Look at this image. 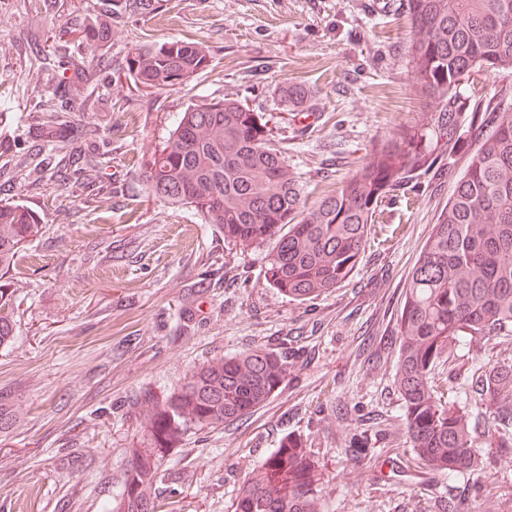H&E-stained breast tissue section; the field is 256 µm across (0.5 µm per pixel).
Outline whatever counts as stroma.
Returning a JSON list of instances; mask_svg holds the SVG:
<instances>
[{
	"mask_svg": "<svg viewBox=\"0 0 512 512\" xmlns=\"http://www.w3.org/2000/svg\"><path fill=\"white\" fill-rule=\"evenodd\" d=\"M397 0H0V200L42 222L6 274L15 338L0 347V512H104L129 449L146 441L141 389L173 391L193 368L282 343L300 355L281 391L245 420L188 430L165 458L174 512H232L239 487L299 431L318 454L326 512H423L443 496L461 512H512V457L478 497L423 480L393 390L390 332L407 277L467 155L386 199L361 266L344 286L299 302L263 278L264 249H241L189 207L149 194L142 162L199 99L236 97L271 115L272 145L309 201L329 194L372 144L413 121L420 101ZM111 12L110 34L76 65L86 108L61 112L75 149L104 172L90 188L60 177L61 151L34 118L60 75L39 58L49 32ZM190 39L208 66L172 91L112 83L133 45ZM311 86L314 124L281 119L279 89ZM380 418L374 458L355 467L345 423Z\"/></svg>",
	"mask_w": 512,
	"mask_h": 512,
	"instance_id": "obj_1",
	"label": "stroma"
}]
</instances>
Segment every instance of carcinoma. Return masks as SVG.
Returning <instances> with one entry per match:
<instances>
[{
    "label": "carcinoma",
    "mask_w": 512,
    "mask_h": 512,
    "mask_svg": "<svg viewBox=\"0 0 512 512\" xmlns=\"http://www.w3.org/2000/svg\"><path fill=\"white\" fill-rule=\"evenodd\" d=\"M410 23L408 65L421 101L414 122L372 146L336 191L310 206L288 162L270 144V119L234 97L201 100L179 113L165 142L145 160L150 193L189 206L243 249L264 247V279L295 301L333 291L355 274L368 226L396 192L455 157L478 133L477 147L457 179L414 264L393 318L397 347L395 388L400 421L425 478H462L478 492L492 457L512 456V360L488 346L512 335V87L472 96L464 86L485 72L512 76V0H405ZM112 14L73 40L89 54L104 41ZM195 41L135 45L124 75L138 91L172 90L207 67ZM57 93L83 98L77 82L60 81ZM285 112L309 107L303 83L280 88ZM41 125L58 135L57 110L40 109ZM38 215L20 204H0V268L12 265L36 237ZM13 292L0 283V346L15 332ZM483 348L471 365H454L458 352ZM464 373L472 395L445 397L435 370ZM293 368L288 354L256 346L194 368L174 391L138 398L150 432L147 448L129 449L119 491L106 512H159L157 491L168 473L162 459L193 427L240 421L283 387ZM345 454L371 460L379 429L349 428ZM322 477L313 449L289 432L246 480L233 512H324Z\"/></svg>",
    "instance_id": "carcinoma-1"
}]
</instances>
